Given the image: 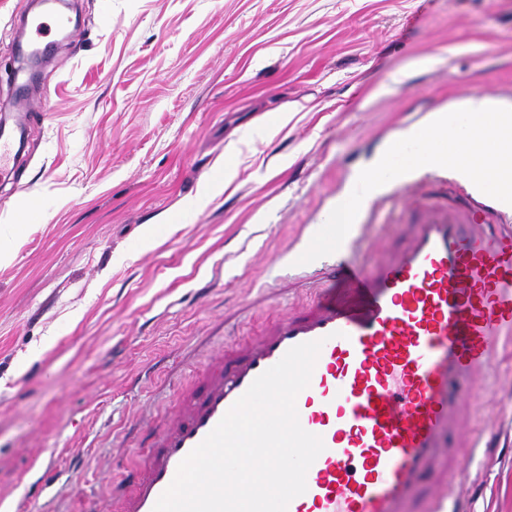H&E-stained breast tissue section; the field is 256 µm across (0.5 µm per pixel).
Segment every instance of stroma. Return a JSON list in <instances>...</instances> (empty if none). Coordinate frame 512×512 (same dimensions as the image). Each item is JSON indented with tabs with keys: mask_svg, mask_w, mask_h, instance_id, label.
<instances>
[{
	"mask_svg": "<svg viewBox=\"0 0 512 512\" xmlns=\"http://www.w3.org/2000/svg\"><path fill=\"white\" fill-rule=\"evenodd\" d=\"M32 0H0L3 72ZM18 182L0 184V502H108L148 429L226 340L310 301L294 270L360 172L467 99L512 106V0H62ZM425 193L421 167L387 183ZM493 447L457 476L512 512V349L465 413ZM81 465V482L69 480Z\"/></svg>",
	"mask_w": 512,
	"mask_h": 512,
	"instance_id": "stroma-1",
	"label": "stroma"
}]
</instances>
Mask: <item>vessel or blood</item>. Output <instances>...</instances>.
<instances>
[{"mask_svg": "<svg viewBox=\"0 0 512 512\" xmlns=\"http://www.w3.org/2000/svg\"><path fill=\"white\" fill-rule=\"evenodd\" d=\"M395 194L370 192L355 219H369ZM340 289H321L304 307L244 344L215 354L183 385L175 411L150 433L119 512H153L180 463L264 371L298 344L321 341L310 383L296 398L301 426L324 443L306 490L287 512H409L428 489V512H460L449 482L429 479L451 437L479 447L462 412L491 345L512 339V211L458 187L427 201L404 244L383 247L372 267L339 265Z\"/></svg>", "mask_w": 512, "mask_h": 512, "instance_id": "b4317fda", "label": "vessel or blood"}]
</instances>
